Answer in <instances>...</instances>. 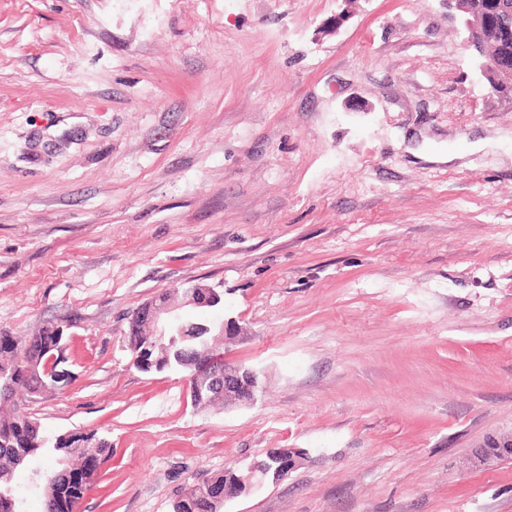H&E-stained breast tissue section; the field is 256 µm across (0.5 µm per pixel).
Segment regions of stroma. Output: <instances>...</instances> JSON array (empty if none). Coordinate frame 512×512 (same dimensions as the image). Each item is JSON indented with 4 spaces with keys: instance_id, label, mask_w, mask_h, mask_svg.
I'll return each mask as SVG.
<instances>
[{
    "instance_id": "1",
    "label": "stroma",
    "mask_w": 512,
    "mask_h": 512,
    "mask_svg": "<svg viewBox=\"0 0 512 512\" xmlns=\"http://www.w3.org/2000/svg\"><path fill=\"white\" fill-rule=\"evenodd\" d=\"M344 22H337L338 14ZM223 291L253 404L131 364L133 313ZM67 336L43 430L112 451L76 512H512V98L448 0H0V331ZM176 288H181L185 295L187 305L194 307L217 306L222 303V295L215 288L202 287L196 283H184ZM251 460L243 465L231 467L230 470H224L202 483L190 486L173 502L171 512H223L226 501L250 493L254 488L269 481L273 483L280 481L295 464L294 453L288 450V453L280 452L277 456L272 455L268 461L254 462L244 473V466ZM242 473L244 474L241 475ZM237 477L236 482L225 481L226 479L234 480ZM212 482L215 483L210 485V498L224 504H216L198 497L200 490ZM187 500L191 502V508H187L185 503Z\"/></svg>"
}]
</instances>
